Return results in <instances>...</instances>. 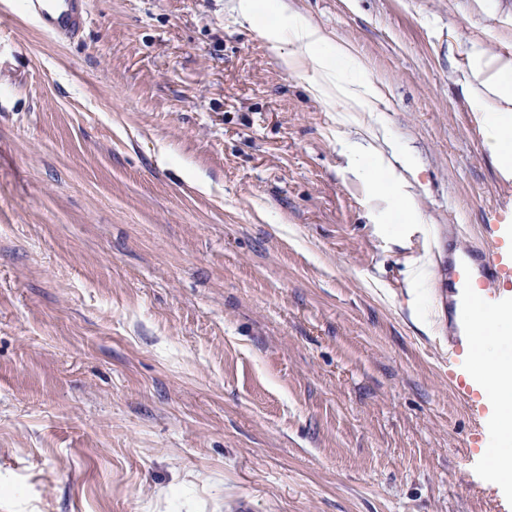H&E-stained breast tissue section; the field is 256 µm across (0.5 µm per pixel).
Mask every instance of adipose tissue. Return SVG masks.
<instances>
[{"mask_svg": "<svg viewBox=\"0 0 512 512\" xmlns=\"http://www.w3.org/2000/svg\"><path fill=\"white\" fill-rule=\"evenodd\" d=\"M290 37L301 47L302 53L297 57L281 55L283 68L293 70L305 66L326 76L332 73L335 58H328L322 52L321 46L327 37L317 26L303 17H296ZM466 86L475 111L482 114L487 145L503 163L512 162V61L495 63L486 48L472 47ZM475 345L483 363L478 386L494 393L501 404H508L512 401V389L501 374L498 357L503 350L512 349V320H496L489 334L477 337Z\"/></svg>", "mask_w": 512, "mask_h": 512, "instance_id": "adipose-tissue-1", "label": "adipose tissue"}]
</instances>
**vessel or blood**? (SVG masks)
Instances as JSON below:
<instances>
[{
	"label": "vessel or blood",
	"mask_w": 512,
	"mask_h": 512,
	"mask_svg": "<svg viewBox=\"0 0 512 512\" xmlns=\"http://www.w3.org/2000/svg\"><path fill=\"white\" fill-rule=\"evenodd\" d=\"M28 10L48 33L77 37L84 24L85 0H27ZM441 306L448 329V352L467 360L468 347L481 332V311L512 313V240L499 224H486L463 247L449 246L443 263Z\"/></svg>",
	"instance_id": "vessel-or-blood-1"
}]
</instances>
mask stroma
Segmentation results:
<instances>
[{
	"instance_id": "stroma-1",
	"label": "stroma",
	"mask_w": 512,
	"mask_h": 512,
	"mask_svg": "<svg viewBox=\"0 0 512 512\" xmlns=\"http://www.w3.org/2000/svg\"><path fill=\"white\" fill-rule=\"evenodd\" d=\"M87 2L0 17V512H512L436 266L512 225L464 83L512 0H264L276 49L236 0ZM294 11L379 111L281 67ZM28 10L48 33L65 40L77 37L84 24L85 0H27ZM364 173L377 180L381 192L387 196L399 197L405 204V215L411 222L417 220V212L410 196L402 191L403 182L393 169L382 168L366 169ZM453 384L455 392L464 402H473L475 392H479L485 406H492L494 404V397L487 392L481 393L476 388L475 382L473 380H469L466 375L454 376Z\"/></svg>"
}]
</instances>
